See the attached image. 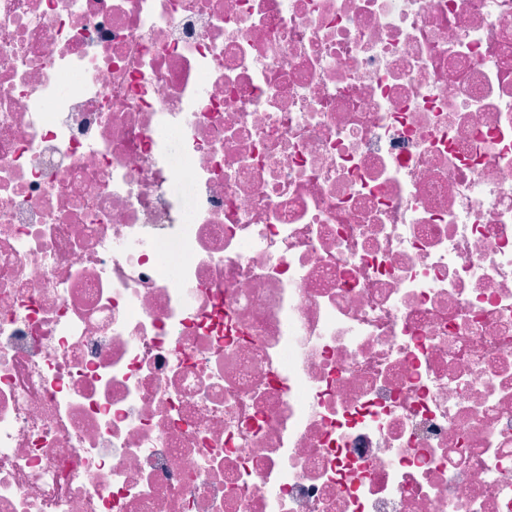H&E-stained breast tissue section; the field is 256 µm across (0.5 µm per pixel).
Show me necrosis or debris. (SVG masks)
<instances>
[{"label": "necrosis or debris", "mask_w": 512, "mask_h": 512, "mask_svg": "<svg viewBox=\"0 0 512 512\" xmlns=\"http://www.w3.org/2000/svg\"><path fill=\"white\" fill-rule=\"evenodd\" d=\"M0 512H512V0H0Z\"/></svg>", "instance_id": "necrosis-or-debris-1"}]
</instances>
